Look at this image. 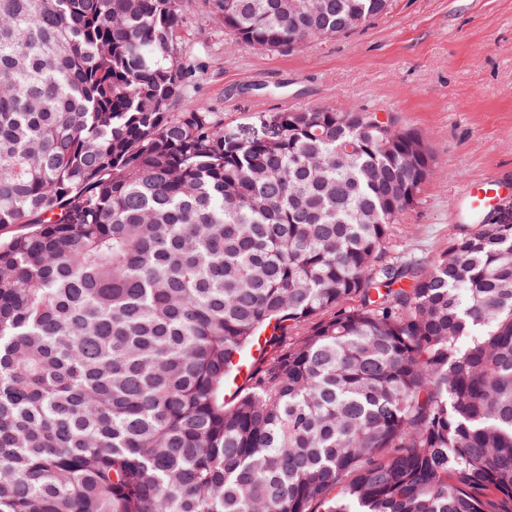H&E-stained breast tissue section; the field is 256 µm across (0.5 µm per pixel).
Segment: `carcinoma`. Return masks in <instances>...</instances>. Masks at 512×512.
<instances>
[{"instance_id":"1","label":"carcinoma","mask_w":512,"mask_h":512,"mask_svg":"<svg viewBox=\"0 0 512 512\" xmlns=\"http://www.w3.org/2000/svg\"><path fill=\"white\" fill-rule=\"evenodd\" d=\"M186 4L0 0V512H512V218L384 260L423 137L224 127ZM213 6L288 53L391 0Z\"/></svg>"}]
</instances>
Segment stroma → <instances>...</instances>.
Here are the masks:
<instances>
[{
	"instance_id": "35a3bbf8",
	"label": "stroma",
	"mask_w": 512,
	"mask_h": 512,
	"mask_svg": "<svg viewBox=\"0 0 512 512\" xmlns=\"http://www.w3.org/2000/svg\"><path fill=\"white\" fill-rule=\"evenodd\" d=\"M179 35L196 69L189 98L226 127L331 106L390 114L423 136L434 175L394 225L389 256L432 263L460 231L467 185L512 196V0H393L367 27L289 53L232 46L210 0H189Z\"/></svg>"
}]
</instances>
